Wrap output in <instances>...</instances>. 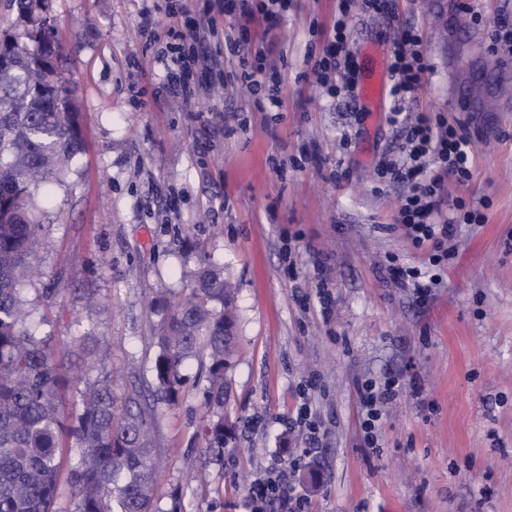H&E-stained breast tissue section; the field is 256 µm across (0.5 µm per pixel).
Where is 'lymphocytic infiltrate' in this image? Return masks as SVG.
Wrapping results in <instances>:
<instances>
[{
	"instance_id": "obj_1",
	"label": "lymphocytic infiltrate",
	"mask_w": 512,
	"mask_h": 512,
	"mask_svg": "<svg viewBox=\"0 0 512 512\" xmlns=\"http://www.w3.org/2000/svg\"><path fill=\"white\" fill-rule=\"evenodd\" d=\"M352 4L353 0H339L321 48L307 57L311 74L333 98L355 96L358 65L352 51ZM292 6L293 0H165V34L146 24L141 32L160 42L157 58L165 66L169 90L183 103L194 102L201 91L223 83L224 63L208 52L211 42L221 40L238 58L236 82L261 97L264 106L280 109L286 101L288 63L270 60L268 50L251 49L247 24L258 18L277 27ZM228 18L244 22L232 37L224 34ZM399 29L391 49L392 103L386 122L405 132L408 150L400 160H381L377 174L384 182L406 183L394 222L414 248L429 249V264L438 268L448 259L457 225L481 221L472 204L448 196L449 182L462 184L472 178V141L465 127L449 124L443 115L424 109L403 114L402 103L415 99L431 66L418 29L404 22ZM401 389L396 377L364 384L362 429L368 447L377 445L383 405Z\"/></svg>"
}]
</instances>
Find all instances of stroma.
I'll list each match as a JSON object with an SVG mask.
<instances>
[{
	"mask_svg": "<svg viewBox=\"0 0 512 512\" xmlns=\"http://www.w3.org/2000/svg\"><path fill=\"white\" fill-rule=\"evenodd\" d=\"M160 2L42 4L84 149L65 185L36 195L45 233L40 275L24 291L29 334L50 337L74 389L87 374L75 339L97 337L124 393L151 378L158 352L151 336L164 312L147 298H184L207 266L236 288L230 436L222 453L208 448L214 411L199 359L186 360L177 403L160 407L156 512H246L250 488L288 455L303 512H512V119L472 132L473 177L448 191L481 203L484 220L459 225L440 285L419 299L392 272L428 260L393 225L405 186L376 175L380 156H401L404 134L356 121L355 102L327 98L305 74L336 0H295L276 29L250 23L253 46L275 43L288 59L278 112L231 85L177 102L140 33L146 21L165 30ZM450 2L434 13L395 0L433 66L421 105L461 122L448 55L464 61L485 45ZM88 288L101 303L93 316ZM387 376L403 388L371 449L359 387Z\"/></svg>",
	"mask_w": 512,
	"mask_h": 512,
	"instance_id": "stroma-1",
	"label": "stroma"
}]
</instances>
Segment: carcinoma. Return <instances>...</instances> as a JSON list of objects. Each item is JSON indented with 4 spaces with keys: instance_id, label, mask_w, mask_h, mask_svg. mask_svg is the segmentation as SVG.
I'll list each match as a JSON object with an SVG mask.
<instances>
[{
    "instance_id": "obj_1",
    "label": "carcinoma",
    "mask_w": 512,
    "mask_h": 512,
    "mask_svg": "<svg viewBox=\"0 0 512 512\" xmlns=\"http://www.w3.org/2000/svg\"><path fill=\"white\" fill-rule=\"evenodd\" d=\"M31 50L12 38L13 67L0 69V512H155L160 463L157 401L137 385L117 397L110 374L84 380L65 413L69 379L51 337L25 330L23 281H33L44 236L33 198L61 183L82 149L80 113L68 111L66 80L44 82L43 50H60L53 28ZM200 288L170 308L160 326L152 367L155 392L177 401L179 366L207 364L205 401L224 406V363L234 348L228 281L199 274ZM210 447H224V419L207 427ZM75 458L63 467L68 440Z\"/></svg>"
}]
</instances>
